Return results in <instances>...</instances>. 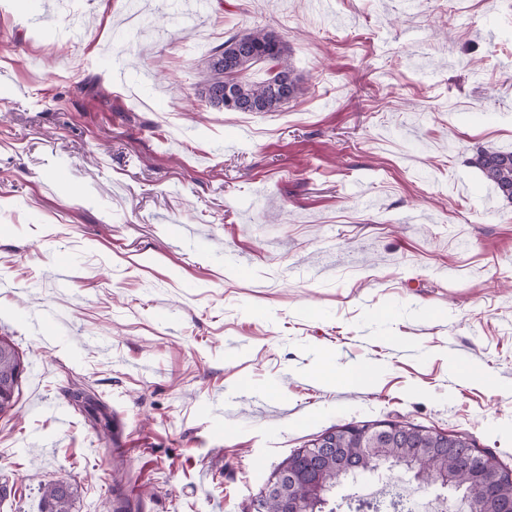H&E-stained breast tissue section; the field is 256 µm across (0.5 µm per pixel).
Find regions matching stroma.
<instances>
[{
  "label": "stroma",
  "mask_w": 512,
  "mask_h": 512,
  "mask_svg": "<svg viewBox=\"0 0 512 512\" xmlns=\"http://www.w3.org/2000/svg\"><path fill=\"white\" fill-rule=\"evenodd\" d=\"M183 4L138 0L134 35L127 0H0V336L25 362L0 512L59 479L74 512H251L348 423L512 471V204L470 163L512 151V0H208L186 26ZM257 26L307 93L206 106L202 60ZM363 363L368 388L316 375ZM73 400L79 401L83 403V407L85 411L93 418L94 421L99 423L102 427L104 434L110 431L111 428V418L107 412V406L101 403L98 400H94L92 397L86 395L83 390L77 389L72 394ZM76 402V401H75Z\"/></svg>",
  "instance_id": "35a3bbf8"
}]
</instances>
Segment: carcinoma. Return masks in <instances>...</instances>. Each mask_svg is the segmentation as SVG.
Listing matches in <instances>:
<instances>
[{
    "label": "carcinoma",
    "mask_w": 512,
    "mask_h": 512,
    "mask_svg": "<svg viewBox=\"0 0 512 512\" xmlns=\"http://www.w3.org/2000/svg\"><path fill=\"white\" fill-rule=\"evenodd\" d=\"M254 65L265 68L266 78L258 83L247 80L245 72ZM204 79L198 88L201 100L216 108L219 100L230 93L236 104L223 109L239 112L238 104L251 105L253 112H278L288 103L304 95L308 90L305 81L291 62L288 42L275 31L256 27L249 31L229 35L224 44L212 51L203 62ZM471 164L498 191L501 199L512 204V151L503 152L492 148L476 151ZM9 355L0 357V373L16 367L20 353L11 339L0 336V348ZM72 398L84 404L85 411L99 423L103 432L110 431L111 418L107 406L86 395L80 389ZM74 491L72 485L62 479L50 482L43 488L42 512H72ZM350 512H404L406 505L400 495L391 493L381 499H350L346 503Z\"/></svg>",
    "instance_id": "obj_1"
}]
</instances>
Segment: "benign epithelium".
Masks as SVG:
<instances>
[{
	"label": "benign epithelium",
	"instance_id": "7a95c632",
	"mask_svg": "<svg viewBox=\"0 0 512 512\" xmlns=\"http://www.w3.org/2000/svg\"><path fill=\"white\" fill-rule=\"evenodd\" d=\"M24 364L0 374V399L13 396ZM398 457L415 471L421 485L465 488L489 505L486 512H512V501L500 499V489L512 487V471H504L488 448L468 449L448 435L426 428L415 436L405 424H381L358 435L341 425L289 457L284 469L272 475L254 500L252 512H312L332 479H350L373 465Z\"/></svg>",
	"mask_w": 512,
	"mask_h": 512
}]
</instances>
